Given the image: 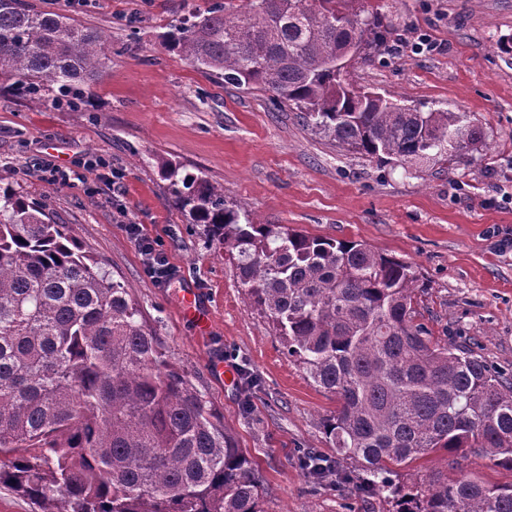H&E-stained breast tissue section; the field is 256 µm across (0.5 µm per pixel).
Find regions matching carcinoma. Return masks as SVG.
<instances>
[{"label": "carcinoma", "mask_w": 512, "mask_h": 512, "mask_svg": "<svg viewBox=\"0 0 512 512\" xmlns=\"http://www.w3.org/2000/svg\"><path fill=\"white\" fill-rule=\"evenodd\" d=\"M391 25L367 0H216L164 36L191 66L269 92L336 147L402 165L454 163L482 140L458 112L406 105L333 61L385 50ZM108 37L0 0V83L76 107L106 68ZM174 204L224 246L245 294L288 355L335 394L336 454L389 492L394 512H512V486L393 468L474 448L512 468V372L418 321L413 265L364 243L263 224L224 187L168 164ZM18 448L33 453L16 454ZM307 474L329 475L309 452ZM0 487L44 512H262L257 465L224 417L175 369L127 288L64 224L0 185Z\"/></svg>", "instance_id": "obj_1"}]
</instances>
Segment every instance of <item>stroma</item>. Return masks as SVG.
<instances>
[{
  "label": "stroma",
  "mask_w": 512,
  "mask_h": 512,
  "mask_svg": "<svg viewBox=\"0 0 512 512\" xmlns=\"http://www.w3.org/2000/svg\"><path fill=\"white\" fill-rule=\"evenodd\" d=\"M105 33L112 55L80 107L33 108L0 91V182L69 225L89 255L137 300L169 362L223 415L262 476L263 512H390L335 478L316 483L300 457L335 460L323 429L337 402L288 356L251 306L221 244L188 223L161 175L169 162L222 185L261 222L313 237L361 241L411 263L425 293L419 319L474 338L475 353L512 371V0H373L392 21L387 54L357 63L360 85L465 114L483 142L468 159L419 172L340 151L269 94L224 83L162 46L164 33L211 0H27ZM434 47L415 52L420 36ZM104 158L110 169L87 168ZM122 179H113L111 168ZM72 181L51 182L50 169ZM164 241L175 279L143 271L125 225ZM196 289L211 312L200 335L182 311ZM224 364L215 376V361ZM438 472L512 485V469L475 454L436 452L391 476L398 486Z\"/></svg>",
  "instance_id": "stroma-1"
}]
</instances>
